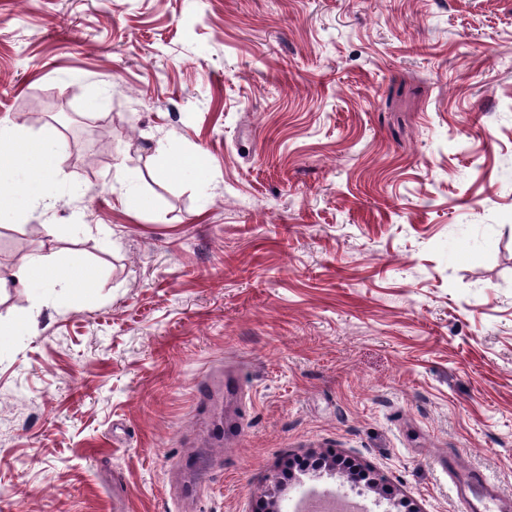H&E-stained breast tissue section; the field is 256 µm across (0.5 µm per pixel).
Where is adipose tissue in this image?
Segmentation results:
<instances>
[{"label": "adipose tissue", "mask_w": 512, "mask_h": 512, "mask_svg": "<svg viewBox=\"0 0 512 512\" xmlns=\"http://www.w3.org/2000/svg\"><path fill=\"white\" fill-rule=\"evenodd\" d=\"M64 152L65 144L55 129L44 128L39 136L30 138L0 119V217L12 212L19 199L32 208L45 205L52 196V183L60 170ZM21 159L37 169L43 183L41 192H30L24 183L12 179L11 173ZM10 279L19 288H63L79 299L91 288L95 274L84 267L79 277L61 276L55 265L54 251L46 249L30 255L11 272Z\"/></svg>", "instance_id": "obj_1"}]
</instances>
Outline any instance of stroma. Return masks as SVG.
<instances>
[{
	"mask_svg": "<svg viewBox=\"0 0 512 512\" xmlns=\"http://www.w3.org/2000/svg\"><path fill=\"white\" fill-rule=\"evenodd\" d=\"M1 117L66 158L0 222V512L512 493V0H0ZM48 241L81 305L8 281ZM155 159L165 168L174 170H189L204 174L209 168V159L200 149H193L178 156L169 153L167 145L157 142L154 149ZM466 474L453 483L456 497L465 504L467 512H487L486 500L499 502V512H508L512 508L511 494H504L485 473ZM476 480H475V479Z\"/></svg>",
	"mask_w": 512,
	"mask_h": 512,
	"instance_id": "stroma-1",
	"label": "stroma"
}]
</instances>
